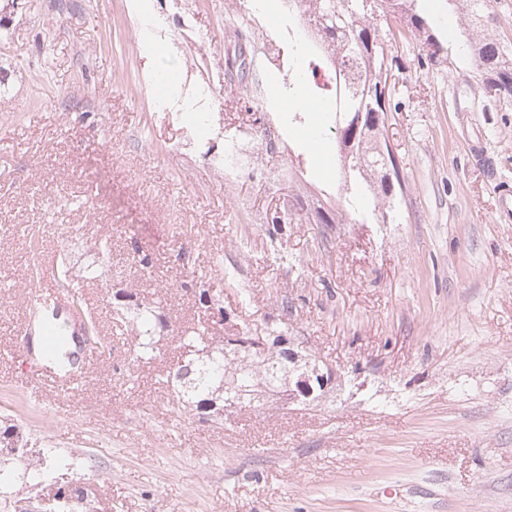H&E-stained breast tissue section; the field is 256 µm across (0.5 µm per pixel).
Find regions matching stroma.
Returning <instances> with one entry per match:
<instances>
[{
    "label": "stroma",
    "instance_id": "1",
    "mask_svg": "<svg viewBox=\"0 0 512 512\" xmlns=\"http://www.w3.org/2000/svg\"><path fill=\"white\" fill-rule=\"evenodd\" d=\"M425 8L454 63L397 48L412 93L389 128L408 185L394 224L307 219L339 194L316 160L336 135L286 0H22L0 31V280L24 271L27 226L47 269L92 259L106 231L100 321L114 331L137 298L161 316L156 361L131 366L118 336L76 389L32 393L0 359V422L74 457L90 512H512V219L496 212L512 99L484 95L456 7ZM233 131L244 158L218 169ZM203 288L343 386L221 425L179 412L158 378Z\"/></svg>",
    "mask_w": 512,
    "mask_h": 512
}]
</instances>
